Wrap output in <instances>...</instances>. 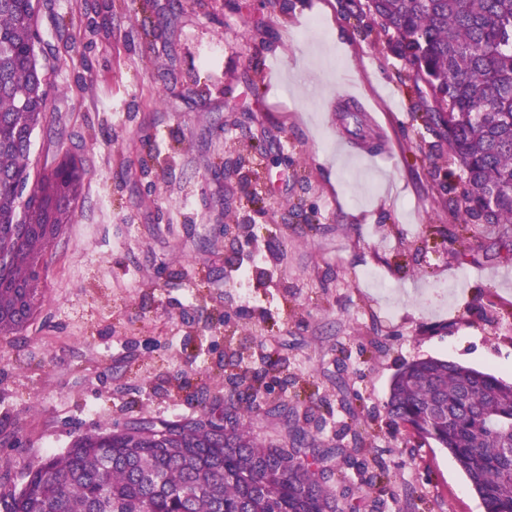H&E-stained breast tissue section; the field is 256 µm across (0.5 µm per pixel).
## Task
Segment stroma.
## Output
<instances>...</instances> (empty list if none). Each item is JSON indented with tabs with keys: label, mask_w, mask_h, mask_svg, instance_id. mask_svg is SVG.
<instances>
[{
	"label": "stroma",
	"mask_w": 512,
	"mask_h": 512,
	"mask_svg": "<svg viewBox=\"0 0 512 512\" xmlns=\"http://www.w3.org/2000/svg\"><path fill=\"white\" fill-rule=\"evenodd\" d=\"M37 26L30 161L84 187L0 332V496L81 435L232 411L339 449L341 512H483L385 404L417 358L512 378V241L459 232L458 165L367 0H40Z\"/></svg>",
	"instance_id": "35a3bbf8"
}]
</instances>
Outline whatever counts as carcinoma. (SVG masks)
<instances>
[{
	"mask_svg": "<svg viewBox=\"0 0 512 512\" xmlns=\"http://www.w3.org/2000/svg\"><path fill=\"white\" fill-rule=\"evenodd\" d=\"M393 33L417 89L459 165L462 192L448 209L512 236V0H368ZM39 0H0V303L27 280L19 327L36 308L39 269L68 222L83 170L64 158L50 171L28 164L47 119L50 85L38 57ZM386 411L454 459L484 512H512V382L446 359L405 364ZM176 423L186 452L125 427L79 437L28 471L6 512H337L317 476L337 448H267L224 416Z\"/></svg>",
	"mask_w": 512,
	"mask_h": 512,
	"instance_id": "cac0c4a2",
	"label": "carcinoma"
}]
</instances>
